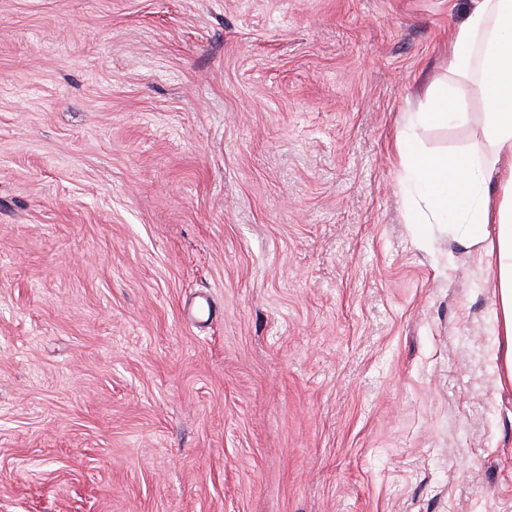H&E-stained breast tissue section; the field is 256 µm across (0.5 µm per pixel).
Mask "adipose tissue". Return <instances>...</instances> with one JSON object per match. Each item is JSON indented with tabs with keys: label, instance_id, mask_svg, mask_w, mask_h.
<instances>
[{
	"label": "adipose tissue",
	"instance_id": "1",
	"mask_svg": "<svg viewBox=\"0 0 512 512\" xmlns=\"http://www.w3.org/2000/svg\"><path fill=\"white\" fill-rule=\"evenodd\" d=\"M465 23L452 34L448 72L459 79L480 72L485 96L483 151L432 155L411 139L399 143L405 192L424 198L434 213L452 214L465 246H485L494 256L497 333L506 342L505 380L512 386V0H471ZM486 41L481 58L473 47ZM497 181L499 203H491L487 185Z\"/></svg>",
	"mask_w": 512,
	"mask_h": 512
}]
</instances>
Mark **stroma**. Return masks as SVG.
<instances>
[{"label": "stroma", "mask_w": 512, "mask_h": 512, "mask_svg": "<svg viewBox=\"0 0 512 512\" xmlns=\"http://www.w3.org/2000/svg\"><path fill=\"white\" fill-rule=\"evenodd\" d=\"M471 0H0V512H512ZM450 87L455 120L409 125Z\"/></svg>", "instance_id": "35a3bbf8"}]
</instances>
